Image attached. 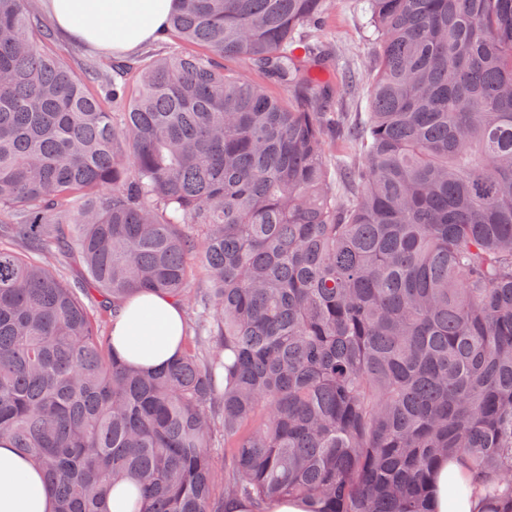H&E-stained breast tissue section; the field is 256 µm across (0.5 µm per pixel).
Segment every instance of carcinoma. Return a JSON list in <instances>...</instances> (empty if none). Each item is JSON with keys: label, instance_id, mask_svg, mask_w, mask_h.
Wrapping results in <instances>:
<instances>
[{"label": "carcinoma", "instance_id": "carcinoma-1", "mask_svg": "<svg viewBox=\"0 0 512 512\" xmlns=\"http://www.w3.org/2000/svg\"><path fill=\"white\" fill-rule=\"evenodd\" d=\"M356 2L373 78L341 198L329 0H178L166 34L204 52L86 74L0 0V438L55 512L122 481L138 512H429L448 454L512 512V0ZM136 290L201 308L157 372L104 330ZM360 159L357 144L353 141L336 137L331 139L328 144V161L331 173L336 179H339V168L345 162ZM336 168V175H335Z\"/></svg>", "mask_w": 512, "mask_h": 512}]
</instances>
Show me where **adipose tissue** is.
<instances>
[{"mask_svg": "<svg viewBox=\"0 0 512 512\" xmlns=\"http://www.w3.org/2000/svg\"><path fill=\"white\" fill-rule=\"evenodd\" d=\"M175 0H49L55 26L98 49L124 55L164 29ZM184 317L167 296L129 298L112 324V345L130 365L154 371L181 349ZM495 500L473 483L459 456L442 459L429 481L431 512H493ZM55 499L31 459L0 439V512H54Z\"/></svg>", "mask_w": 512, "mask_h": 512, "instance_id": "obj_1", "label": "adipose tissue"}]
</instances>
